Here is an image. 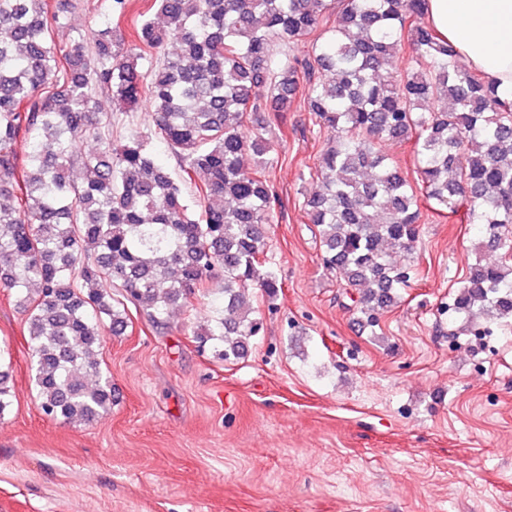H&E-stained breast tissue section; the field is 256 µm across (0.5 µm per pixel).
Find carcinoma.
<instances>
[{
	"label": "carcinoma",
	"mask_w": 512,
	"mask_h": 512,
	"mask_svg": "<svg viewBox=\"0 0 512 512\" xmlns=\"http://www.w3.org/2000/svg\"><path fill=\"white\" fill-rule=\"evenodd\" d=\"M426 0H151L132 43L110 25L91 45L70 15L78 0H0V284L26 292L27 333L41 413L89 423L112 405L101 376L104 330L120 335L128 308L168 327L215 271L224 307L194 341L233 361L261 330L249 290L281 284L263 268L279 154L259 125L304 94L329 134L319 188L305 202L322 264L349 288L360 319L379 322L409 266L420 198L482 225L476 258L453 311L474 323L512 320V98L460 65L453 48L416 19ZM67 36L59 52L51 32ZM177 50L168 53V44ZM411 50L413 66L397 62ZM264 88L259 96L255 89ZM151 109L149 131L114 142L95 95ZM258 128L244 135L248 124ZM30 150L19 160L13 145ZM91 138L99 151L83 153ZM165 142L176 169L155 163ZM414 140L419 188L383 143ZM250 155L252 166L242 158ZM76 167L87 179H73ZM12 403L0 370V419Z\"/></svg>",
	"instance_id": "1"
}]
</instances>
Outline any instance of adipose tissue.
Returning <instances> with one entry per match:
<instances>
[{
	"mask_svg": "<svg viewBox=\"0 0 512 512\" xmlns=\"http://www.w3.org/2000/svg\"><path fill=\"white\" fill-rule=\"evenodd\" d=\"M425 14L467 68L512 93V0H426Z\"/></svg>",
	"mask_w": 512,
	"mask_h": 512,
	"instance_id": "adipose-tissue-1",
	"label": "adipose tissue"
}]
</instances>
